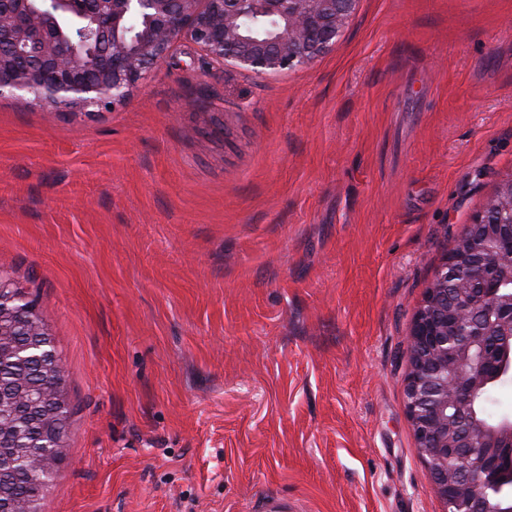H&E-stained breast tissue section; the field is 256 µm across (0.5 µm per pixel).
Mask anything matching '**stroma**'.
I'll return each instance as SVG.
<instances>
[{
    "label": "stroma",
    "instance_id": "stroma-1",
    "mask_svg": "<svg viewBox=\"0 0 512 512\" xmlns=\"http://www.w3.org/2000/svg\"><path fill=\"white\" fill-rule=\"evenodd\" d=\"M509 176L512 0H360L262 76L182 42L90 113L0 96V274L75 408L42 512H444L406 338Z\"/></svg>",
    "mask_w": 512,
    "mask_h": 512
}]
</instances>
